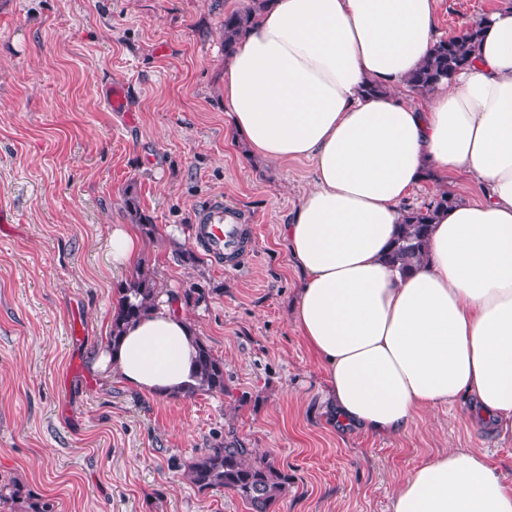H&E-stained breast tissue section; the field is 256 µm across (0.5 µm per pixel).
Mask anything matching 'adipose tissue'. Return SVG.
<instances>
[{
  "label": "adipose tissue",
  "instance_id": "adipose-tissue-1",
  "mask_svg": "<svg viewBox=\"0 0 512 512\" xmlns=\"http://www.w3.org/2000/svg\"><path fill=\"white\" fill-rule=\"evenodd\" d=\"M436 4L271 0L236 43L224 105L256 153L313 167L282 235L303 275L292 322L333 421L398 437L465 396L512 436V8L485 13L474 63L418 101L407 79L439 39ZM462 173L486 197L442 209L425 260L392 268L403 202L425 177ZM195 356L162 305L97 365L166 397L193 384ZM392 512H512V479L482 449L443 450L399 482Z\"/></svg>",
  "mask_w": 512,
  "mask_h": 512
}]
</instances>
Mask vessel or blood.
Segmentation results:
<instances>
[{
  "label": "vessel or blood",
  "mask_w": 512,
  "mask_h": 512,
  "mask_svg": "<svg viewBox=\"0 0 512 512\" xmlns=\"http://www.w3.org/2000/svg\"><path fill=\"white\" fill-rule=\"evenodd\" d=\"M245 220L239 208L217 196L199 209L193 237L215 264L236 269L244 266L253 252Z\"/></svg>",
  "instance_id": "vessel-or-blood-1"
}]
</instances>
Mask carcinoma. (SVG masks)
<instances>
[{
    "instance_id": "carcinoma-1",
    "label": "carcinoma",
    "mask_w": 512,
    "mask_h": 512,
    "mask_svg": "<svg viewBox=\"0 0 512 512\" xmlns=\"http://www.w3.org/2000/svg\"><path fill=\"white\" fill-rule=\"evenodd\" d=\"M271 0H247L241 7L224 13L221 29L224 34V59L231 58L236 41L252 28ZM481 40V27L473 26L464 38L440 39L427 59L408 78L411 90L424 95L443 78H451L473 62V53ZM458 201V197L441 192L427 205L403 207L401 224L394 238L387 261L404 272L420 263L427 255V243L437 214ZM126 208L132 213L141 233L152 238L157 226L139 212L135 197L128 195ZM173 255L184 265L198 264L194 250L173 243ZM118 301L112 315L110 340L117 342L127 327L148 315L158 304L161 294L154 274L143 266L117 288ZM195 384L177 394L179 398L200 394L224 393V361L202 340H196ZM190 482L200 492L228 490L250 507V512H271L275 502L288 488V474L265 459L234 435L215 439L207 451L186 465ZM22 503L25 512H53V505L32 495L17 481L0 485V504Z\"/></svg>"
}]
</instances>
